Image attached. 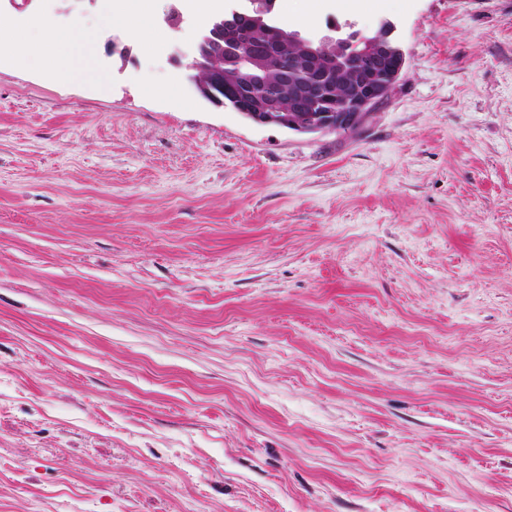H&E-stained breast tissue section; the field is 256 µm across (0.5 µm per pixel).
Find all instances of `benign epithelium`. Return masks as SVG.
<instances>
[{
	"label": "benign epithelium",
	"instance_id": "obj_1",
	"mask_svg": "<svg viewBox=\"0 0 512 512\" xmlns=\"http://www.w3.org/2000/svg\"><path fill=\"white\" fill-rule=\"evenodd\" d=\"M275 0L231 4L212 20L202 40L224 48L226 68L196 84L197 94L233 110L256 124L299 133L352 130L388 97L402 74L406 58L392 38L393 25L383 21L369 35L315 38L298 30L279 31L276 49L261 52L252 40L265 33ZM302 46L306 62L281 50L284 43Z\"/></svg>",
	"mask_w": 512,
	"mask_h": 512
}]
</instances>
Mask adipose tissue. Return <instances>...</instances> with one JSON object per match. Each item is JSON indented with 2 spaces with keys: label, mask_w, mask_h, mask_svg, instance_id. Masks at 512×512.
I'll return each instance as SVG.
<instances>
[{
  "label": "adipose tissue",
  "mask_w": 512,
  "mask_h": 512,
  "mask_svg": "<svg viewBox=\"0 0 512 512\" xmlns=\"http://www.w3.org/2000/svg\"><path fill=\"white\" fill-rule=\"evenodd\" d=\"M108 26L129 28L140 49L163 52L170 33L152 19L154 0H103ZM40 38L0 18V48L16 52L21 60L33 61L39 68L57 76L75 79L91 75L95 41L91 34H77L74 28L59 27L50 20H40Z\"/></svg>",
  "instance_id": "1"
}]
</instances>
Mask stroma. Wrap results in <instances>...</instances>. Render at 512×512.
<instances>
[{
	"mask_svg": "<svg viewBox=\"0 0 512 512\" xmlns=\"http://www.w3.org/2000/svg\"><path fill=\"white\" fill-rule=\"evenodd\" d=\"M155 4L163 54L0 0L108 82L0 50V512H512V0H276L405 53L324 135L201 99Z\"/></svg>",
	"mask_w": 512,
	"mask_h": 512,
	"instance_id": "stroma-1",
	"label": "stroma"
}]
</instances>
